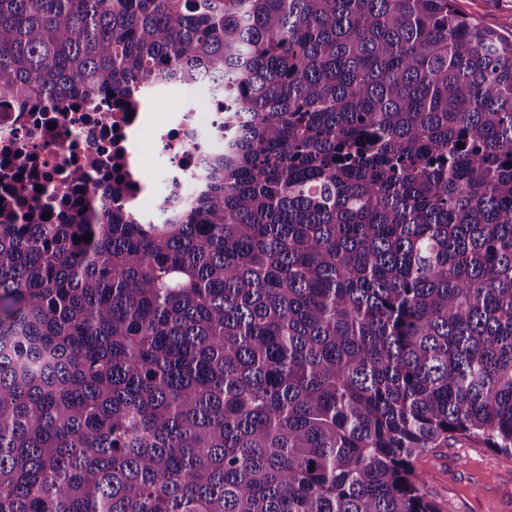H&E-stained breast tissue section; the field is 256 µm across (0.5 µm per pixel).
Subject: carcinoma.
Instances as JSON below:
<instances>
[{
  "label": "carcinoma",
  "instance_id": "cac0c4a2",
  "mask_svg": "<svg viewBox=\"0 0 512 512\" xmlns=\"http://www.w3.org/2000/svg\"><path fill=\"white\" fill-rule=\"evenodd\" d=\"M159 80L233 113L189 204L0 224V512H440L419 455L512 456V37L452 0H0L1 100Z\"/></svg>",
  "mask_w": 512,
  "mask_h": 512
}]
</instances>
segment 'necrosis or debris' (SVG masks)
Listing matches in <instances>:
<instances>
[{
	"instance_id": "4bbe7bcc",
	"label": "necrosis or debris",
	"mask_w": 512,
	"mask_h": 512,
	"mask_svg": "<svg viewBox=\"0 0 512 512\" xmlns=\"http://www.w3.org/2000/svg\"><path fill=\"white\" fill-rule=\"evenodd\" d=\"M155 94L95 104L71 99L57 109L34 101L20 107L0 101V223L40 224L77 208L89 195L108 200L110 183L123 179L126 202L142 218L147 196L158 202H189L202 175L204 158L221 148L220 103L184 104L179 112H151ZM150 133L168 163L167 177L148 187L140 174L138 142ZM85 175L74 181L72 171Z\"/></svg>"
}]
</instances>
